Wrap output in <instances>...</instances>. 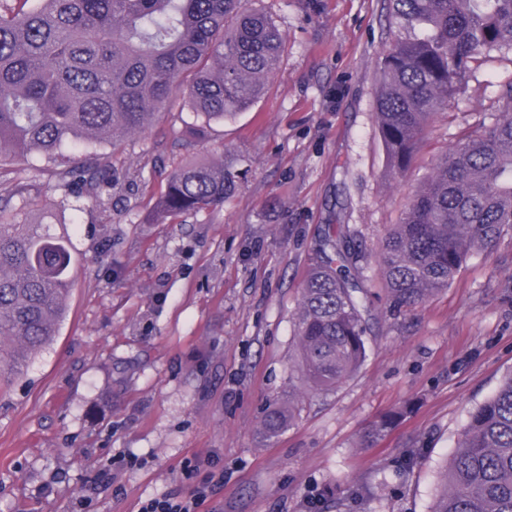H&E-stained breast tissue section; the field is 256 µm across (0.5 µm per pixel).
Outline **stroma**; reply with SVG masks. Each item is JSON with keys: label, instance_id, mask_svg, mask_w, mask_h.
<instances>
[{"label": "stroma", "instance_id": "1", "mask_svg": "<svg viewBox=\"0 0 512 512\" xmlns=\"http://www.w3.org/2000/svg\"><path fill=\"white\" fill-rule=\"evenodd\" d=\"M387 4L247 0L287 38L261 98L201 140L186 111L129 138L112 152L110 201L62 200L59 163L39 155L0 164V183L25 187L12 208L79 227L58 334L0 394V512H140L188 496L193 456L224 470L206 512H431L470 411L512 371V231L416 307L388 300L381 240L437 159L498 118L512 55L475 64L392 177L376 117ZM208 160L233 171L232 197L157 223L168 174ZM328 224L357 236L370 334L358 371L316 392L294 324ZM292 394L304 397L293 426L265 438L266 406ZM398 409L393 432L361 447Z\"/></svg>", "mask_w": 512, "mask_h": 512}]
</instances>
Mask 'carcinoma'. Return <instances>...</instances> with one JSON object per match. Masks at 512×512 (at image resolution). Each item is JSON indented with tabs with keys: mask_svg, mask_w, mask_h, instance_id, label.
<instances>
[{
	"mask_svg": "<svg viewBox=\"0 0 512 512\" xmlns=\"http://www.w3.org/2000/svg\"><path fill=\"white\" fill-rule=\"evenodd\" d=\"M396 32L379 63L376 112L390 172L407 174L432 117L491 52L512 53V0H389ZM285 34L243 0H0V161L72 150L58 173L63 195L112 196V162L98 152L150 130L181 101L197 138L252 107L279 64ZM501 118L441 156L382 240L388 296L410 306L448 288L475 251L491 254L512 230V84ZM235 189L224 162H192L168 175L154 212L179 217L217 207ZM0 195V390L24 376L56 336L75 261L66 225L49 214L3 212ZM349 229L327 224L297 314L300 370L314 391L349 379L367 355L369 324L351 278ZM299 403L271 406L261 422L275 438ZM399 413L376 422L380 441ZM432 512H512V374L475 406Z\"/></svg>",
	"mask_w": 512,
	"mask_h": 512,
	"instance_id": "obj_1",
	"label": "carcinoma"
}]
</instances>
